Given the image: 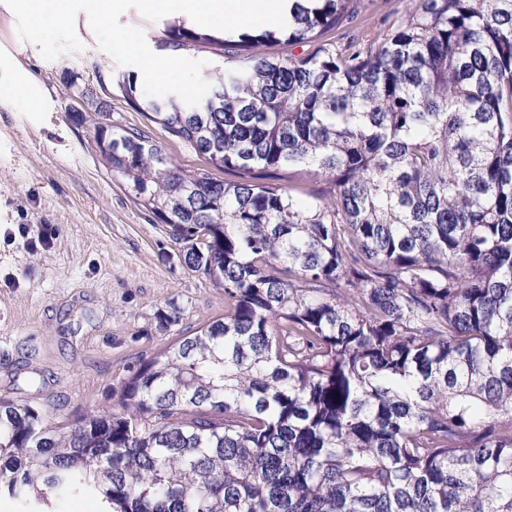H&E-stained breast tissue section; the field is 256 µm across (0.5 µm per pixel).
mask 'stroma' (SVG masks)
<instances>
[{"label":"stroma","mask_w":512,"mask_h":512,"mask_svg":"<svg viewBox=\"0 0 512 512\" xmlns=\"http://www.w3.org/2000/svg\"><path fill=\"white\" fill-rule=\"evenodd\" d=\"M76 29L81 51L45 59L0 0V48L44 89L36 112L0 102V397L61 425L113 407L142 362L224 315L223 289L99 164L94 123L148 128L117 89L139 70L99 47L85 15Z\"/></svg>","instance_id":"35a3bbf8"}]
</instances>
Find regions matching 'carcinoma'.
I'll return each mask as SVG.
<instances>
[{
	"instance_id": "cac0c4a2",
	"label": "carcinoma",
	"mask_w": 512,
	"mask_h": 512,
	"mask_svg": "<svg viewBox=\"0 0 512 512\" xmlns=\"http://www.w3.org/2000/svg\"><path fill=\"white\" fill-rule=\"evenodd\" d=\"M287 5L277 33L165 26L160 50L218 57L197 106L117 84L228 178L96 124L224 317L116 410L60 428L0 398V494L25 512H512V0H416L384 30L355 0ZM49 512H98L99 505L96 499L85 496H71L54 494L50 497L48 505L43 507Z\"/></svg>"
}]
</instances>
